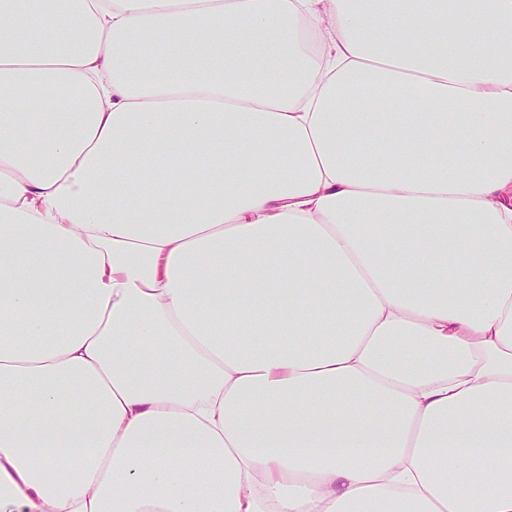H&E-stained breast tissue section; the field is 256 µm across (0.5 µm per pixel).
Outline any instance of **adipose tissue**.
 Masks as SVG:
<instances>
[{"instance_id":"1","label":"adipose tissue","mask_w":512,"mask_h":512,"mask_svg":"<svg viewBox=\"0 0 512 512\" xmlns=\"http://www.w3.org/2000/svg\"><path fill=\"white\" fill-rule=\"evenodd\" d=\"M0 512H512V0H0Z\"/></svg>"}]
</instances>
